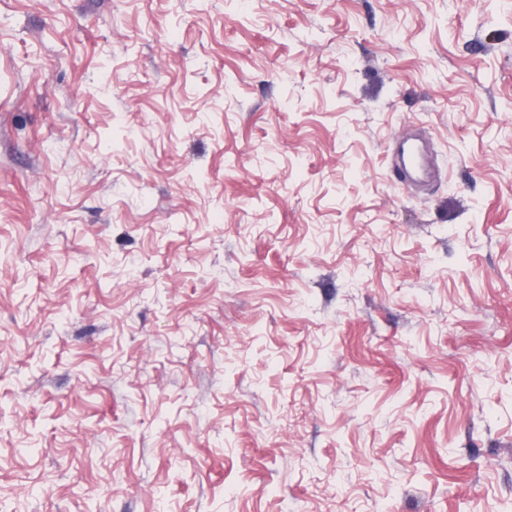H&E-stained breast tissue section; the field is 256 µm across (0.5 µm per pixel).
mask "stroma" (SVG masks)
<instances>
[{
	"label": "stroma",
	"mask_w": 512,
	"mask_h": 512,
	"mask_svg": "<svg viewBox=\"0 0 512 512\" xmlns=\"http://www.w3.org/2000/svg\"><path fill=\"white\" fill-rule=\"evenodd\" d=\"M0 512H512V0H0ZM393 144L396 157L394 175L400 183L407 184L426 171L425 150L410 133L397 136Z\"/></svg>",
	"instance_id": "35a3bbf8"
}]
</instances>
